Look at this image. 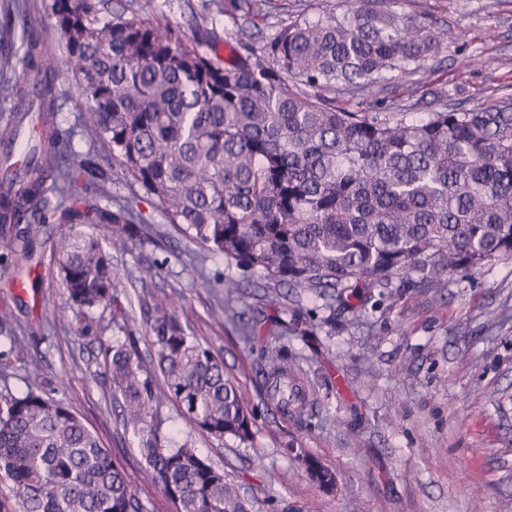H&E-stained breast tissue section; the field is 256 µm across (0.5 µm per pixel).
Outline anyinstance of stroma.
Listing matches in <instances>:
<instances>
[{
  "instance_id": "obj_1",
  "label": "stroma",
  "mask_w": 512,
  "mask_h": 512,
  "mask_svg": "<svg viewBox=\"0 0 512 512\" xmlns=\"http://www.w3.org/2000/svg\"><path fill=\"white\" fill-rule=\"evenodd\" d=\"M354 0H275L256 15L254 47L282 24L338 14ZM204 0H112L140 17L180 31L201 50L229 58L242 22L238 12L215 14V41L196 30ZM398 11L419 14L442 40L425 62L427 88H445L452 108H474L512 97V0H398ZM56 116L57 148L67 163L107 167L92 134L88 106L72 74H64ZM139 208L146 230L126 249L109 250L125 316L97 308L85 319L66 311L53 243L69 232L53 224L27 261L0 240V392L35 391L63 403L95 430L113 461L129 475L147 512H175L162 490L144 480L137 439L123 430L112 400L104 350L134 343L155 384L151 325L155 304L178 310L187 334L224 361L254 417L252 446L199 430L175 401L153 412L161 435L192 442L227 481L249 512H512V256L495 257L470 273L450 276L435 290L394 277L395 298H352L336 308L310 297L303 303L318 324L317 343L282 335L278 303L251 300L259 321L242 340L221 317L224 280L246 279L223 255L203 249L169 224L157 204ZM335 320L334 332L323 323ZM26 345L14 352L12 339ZM288 351L304 369L301 411L272 409L259 371L269 355ZM336 473L327 490L312 481L304 457Z\"/></svg>"
}]
</instances>
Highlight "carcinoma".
Here are the masks:
<instances>
[{
  "label": "carcinoma",
  "mask_w": 512,
  "mask_h": 512,
  "mask_svg": "<svg viewBox=\"0 0 512 512\" xmlns=\"http://www.w3.org/2000/svg\"><path fill=\"white\" fill-rule=\"evenodd\" d=\"M394 0H358L337 15L283 25L261 51L238 32L241 52L225 62L178 32L115 12L112 0H52L67 63L89 106L91 127L120 178L144 191L175 224L229 264L260 274L253 295L292 312L290 336H309L303 301L368 298L394 276L445 288L448 275L512 256V98L472 109L417 114L418 102L374 112L336 104L370 96L399 79L424 86L423 64L440 39ZM26 37L24 72L0 58V97L13 121L0 130V238L21 256L59 220L105 224L124 244L143 224L138 197L86 202L84 170L55 150L60 73L44 56V31L28 0H11ZM56 261L72 310L117 301L115 275L99 238L75 232L57 243ZM246 287L224 280V313L252 336ZM154 385L134 349L105 351L112 397L157 483L177 512H245L224 470L188 443L167 441L153 408L175 400L201 431L253 444L254 419L223 361L156 304ZM299 380L288 354L271 355L264 383ZM331 487L333 472L308 461ZM0 512H146L129 476L72 410L33 391L0 395Z\"/></svg>",
  "instance_id": "cac0c4a2"
}]
</instances>
